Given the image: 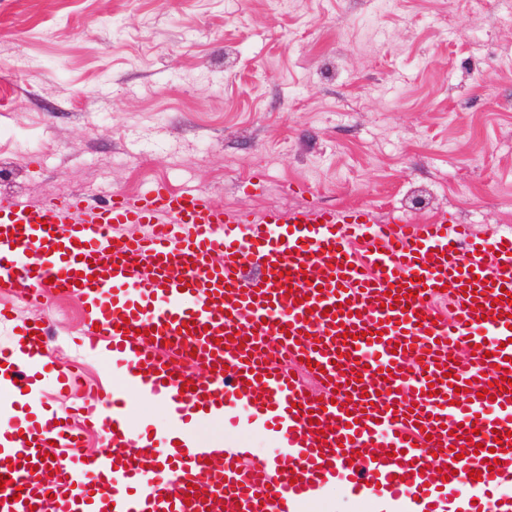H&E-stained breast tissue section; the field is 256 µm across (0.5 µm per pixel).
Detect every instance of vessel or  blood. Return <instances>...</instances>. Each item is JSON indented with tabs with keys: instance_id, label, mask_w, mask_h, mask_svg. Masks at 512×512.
I'll use <instances>...</instances> for the list:
<instances>
[{
	"instance_id": "b4317fda",
	"label": "vessel or blood",
	"mask_w": 512,
	"mask_h": 512,
	"mask_svg": "<svg viewBox=\"0 0 512 512\" xmlns=\"http://www.w3.org/2000/svg\"><path fill=\"white\" fill-rule=\"evenodd\" d=\"M1 282L35 303L92 290L91 340L123 371L93 398L108 451L82 459L72 410L12 424L0 512L51 496L61 512H300L329 485L418 512H512V232L474 240L465 224L365 207L230 214L162 184L101 206L0 196ZM17 336L19 351L0 350L5 394L39 377L71 387L43 321ZM300 358L310 378L291 369ZM134 394L168 406L173 444L132 424ZM241 409L282 459L190 436L199 417L234 425Z\"/></svg>"
}]
</instances>
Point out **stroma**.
<instances>
[{"label":"stroma","instance_id":"obj_1","mask_svg":"<svg viewBox=\"0 0 512 512\" xmlns=\"http://www.w3.org/2000/svg\"><path fill=\"white\" fill-rule=\"evenodd\" d=\"M162 183L229 212L370 208L512 232V0H0V193L35 207ZM95 390L77 295L0 288ZM208 442L278 448L200 421Z\"/></svg>","mask_w":512,"mask_h":512}]
</instances>
